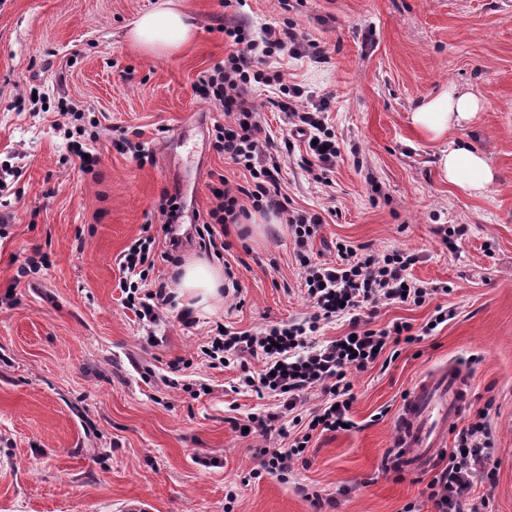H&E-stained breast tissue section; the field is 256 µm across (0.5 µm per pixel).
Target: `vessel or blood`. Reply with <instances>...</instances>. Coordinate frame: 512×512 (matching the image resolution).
I'll return each mask as SVG.
<instances>
[{
	"label": "vessel or blood",
	"instance_id": "b4317fda",
	"mask_svg": "<svg viewBox=\"0 0 512 512\" xmlns=\"http://www.w3.org/2000/svg\"><path fill=\"white\" fill-rule=\"evenodd\" d=\"M470 389L467 370L451 363L420 377L407 391L395 420L393 444L406 449L412 466L426 467L446 447Z\"/></svg>",
	"mask_w": 512,
	"mask_h": 512
}]
</instances>
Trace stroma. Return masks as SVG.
Instances as JSON below:
<instances>
[{"label": "stroma", "mask_w": 512, "mask_h": 512, "mask_svg": "<svg viewBox=\"0 0 512 512\" xmlns=\"http://www.w3.org/2000/svg\"><path fill=\"white\" fill-rule=\"evenodd\" d=\"M160 2L0 0V169L16 172L11 219L0 228V512H124L134 499L152 512H224L230 490L233 512H316L302 485L339 497L338 512H403L409 503L433 512L420 494L431 469L406 468L398 481L382 465L411 384L451 362L472 377L461 424L485 406L493 429L496 480L475 493L490 497L494 512H512V0H288L284 8L247 0L243 8L254 26L294 25L324 51L270 65L331 97L339 155L327 184L302 167L303 144L281 156L292 207L323 218L313 258L334 262L340 242L418 255L409 274L432 296L381 307L373 327H418L437 308L453 312L388 368L352 373L354 428L314 435L306 464L284 479L251 478L267 440L230 424L274 403L235 387L238 368H210L200 349L214 323L255 331L307 312L287 225L258 211L229 225L225 259L241 306L180 294L153 327L123 306L121 255L143 227L160 234L162 191H179L191 217L208 210L212 175L244 179L212 146L223 112L194 92L200 73L231 51L220 0H178L193 36L156 56L128 31ZM451 83L484 102L471 124L448 133L495 170L480 196L441 178L440 143L410 120ZM30 91L44 105L13 109L17 93ZM61 99L90 108L112 131L92 147L95 176L69 161L56 127ZM123 137L143 142L153 163L115 148ZM459 226L462 235L442 239L441 230ZM38 254L45 266L18 276ZM182 310L193 328L182 326ZM180 359L187 368L171 373ZM172 375L178 387L166 385ZM203 384L209 394L194 396Z\"/></svg>", "instance_id": "obj_1"}]
</instances>
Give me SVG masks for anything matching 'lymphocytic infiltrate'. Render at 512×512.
<instances>
[{"label": "lymphocytic infiltrate", "mask_w": 512, "mask_h": 512, "mask_svg": "<svg viewBox=\"0 0 512 512\" xmlns=\"http://www.w3.org/2000/svg\"><path fill=\"white\" fill-rule=\"evenodd\" d=\"M221 32L232 51L199 76L196 91L202 100L214 103L224 113L223 123L214 127V149L229 163L248 171L249 178L238 183L217 175L209 187L211 207L195 216L194 242L205 253L223 258L231 248L225 239L226 225L239 223L252 208L276 212L292 230L312 311L303 318L255 332L216 324L201 352L212 366L239 365L241 386L250 388L258 398L276 399V411L251 414L246 422L234 423L233 428L282 438L280 446L259 449V467L251 475L284 477L303 460L314 433L334 432L351 424L355 401L351 372L368 369L388 348L422 343L431 336L434 326L447 321L449 314L438 311L432 324L418 328L396 320L375 329L361 319L364 309L374 312L390 304L419 305L431 296V289L407 276L417 261L416 254L405 250L364 252L340 243L335 263L311 259V245L323 218L319 213L291 207L283 193L280 157L274 151V139L262 125L253 92L261 84H278L281 98L277 107L287 115L293 132L307 144L306 167L329 172L338 146L335 133L325 122L328 96H320L315 105H305L303 87L288 84L283 74L266 69L268 58L276 55L318 57L322 51L316 43L301 42L291 26H268L257 32L251 26L228 22ZM180 250L178 237H169L160 246L149 233L124 252L121 265L129 278L120 281L119 287L125 308L139 320L158 324L173 308L175 296L168 282L150 279L149 274L158 263H177ZM342 318L349 321L348 334L318 343L315 335L320 326ZM252 358L261 362V369L250 370L248 361ZM314 391L321 402L316 408H306L307 396ZM488 416L487 409H477L474 422L457 431L454 447L441 452L434 462V473L423 494L435 512H493L489 497L471 494L476 483L495 481L496 472L490 465L493 442Z\"/></svg>", "instance_id": "obj_1"}]
</instances>
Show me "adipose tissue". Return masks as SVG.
I'll return each instance as SVG.
<instances>
[{
	"mask_svg": "<svg viewBox=\"0 0 512 512\" xmlns=\"http://www.w3.org/2000/svg\"><path fill=\"white\" fill-rule=\"evenodd\" d=\"M193 25L187 15L177 10L172 0L148 11L132 25L130 38L150 53H164L187 41ZM483 107L478 95L444 87L423 102L412 114L411 121L428 139L445 140L450 130L472 122ZM438 169L443 179L470 195L488 190L495 172L484 155L463 146L442 149ZM224 286V272L219 264L205 258H192L179 268L178 287L183 294L208 300L219 296Z\"/></svg>",
	"mask_w": 512,
	"mask_h": 512,
	"instance_id": "adipose-tissue-1",
	"label": "adipose tissue"
}]
</instances>
